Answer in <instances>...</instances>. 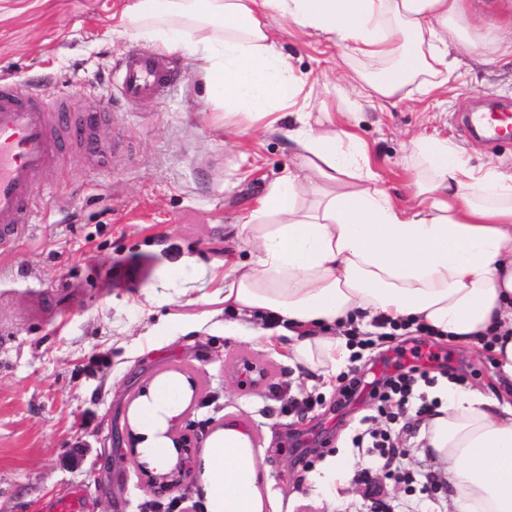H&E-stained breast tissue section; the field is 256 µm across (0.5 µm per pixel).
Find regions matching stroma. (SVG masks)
Segmentation results:
<instances>
[{"mask_svg": "<svg viewBox=\"0 0 512 512\" xmlns=\"http://www.w3.org/2000/svg\"><path fill=\"white\" fill-rule=\"evenodd\" d=\"M132 0H0V75L27 93L43 77L44 98H65L74 119L90 121L96 144L111 146L104 166L84 148L36 188L31 224L0 241V512H54L57 497L76 493L81 512H183L204 504L203 458L177 490L157 493L134 467L127 433L152 437L135 421L138 393L155 396L166 379L194 381L183 394L180 426L206 445L218 432H249L262 458L267 512H458L445 474L423 451L421 416L407 405L396 424L375 416L368 384L394 374L398 361L419 363L440 396L450 384L479 387L490 378L489 350L460 349L412 332L367 331L339 372L323 377L298 365L285 336L224 333V276L258 249L242 230L271 184L297 168L287 135L292 120L268 129L244 115H225L200 69L196 31L171 50L183 80L160 97L128 100L116 87L127 51L162 52L146 33L113 36ZM274 40L305 80L310 122L356 112L381 187L409 199L415 137L448 140L470 166L512 170V141L466 134L458 112L474 104L512 102V63L462 51L443 95L412 83L403 101L371 106L340 78L348 66L375 74L380 64L355 59L288 20L271 22ZM267 368L256 387L242 386L243 361ZM360 384L352 396L344 388ZM391 428L402 451L393 477L367 448L366 429ZM112 464L102 468L101 454ZM352 467L348 489L330 499L307 480L327 459Z\"/></svg>", "mask_w": 512, "mask_h": 512, "instance_id": "obj_1", "label": "stroma"}]
</instances>
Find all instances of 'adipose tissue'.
Segmentation results:
<instances>
[{"label": "adipose tissue", "instance_id": "obj_1", "mask_svg": "<svg viewBox=\"0 0 512 512\" xmlns=\"http://www.w3.org/2000/svg\"><path fill=\"white\" fill-rule=\"evenodd\" d=\"M466 28L469 0H134L124 28L180 22L181 33L223 30L202 50L201 68L224 94L226 114L275 126L297 109L290 138L300 164L243 222L259 256L233 270L224 305L240 319L265 317L287 336L295 362L326 376L347 364L348 332L368 323L423 324L457 346L490 348L492 387H452L430 413L425 448L445 465L459 512H512V172L469 166L447 141L416 138L414 204L382 189L367 147L352 130L318 132L297 105L304 82L271 37L281 17L348 55L378 61L344 81L371 101L401 98L414 81L445 86L451 49L478 52L492 34L512 55V0ZM308 194L311 205L300 201ZM274 223H263L266 215ZM207 512H264L261 463L236 429L203 451Z\"/></svg>", "mask_w": 512, "mask_h": 512}]
</instances>
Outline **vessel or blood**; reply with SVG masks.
Instances as JSON below:
<instances>
[{"label":"vessel or blood","instance_id":"vessel-or-blood-1","mask_svg":"<svg viewBox=\"0 0 512 512\" xmlns=\"http://www.w3.org/2000/svg\"><path fill=\"white\" fill-rule=\"evenodd\" d=\"M120 70V91L130 100L158 97L179 77L165 56L137 51L125 57ZM466 125L472 131L490 128L499 139H511L512 107L469 113ZM68 144L86 146L97 164L108 155L92 143L86 125L73 119L65 100L49 101L37 92L19 98L9 78H0V235L29 223L36 207L34 189L44 173L64 161Z\"/></svg>","mask_w":512,"mask_h":512}]
</instances>
